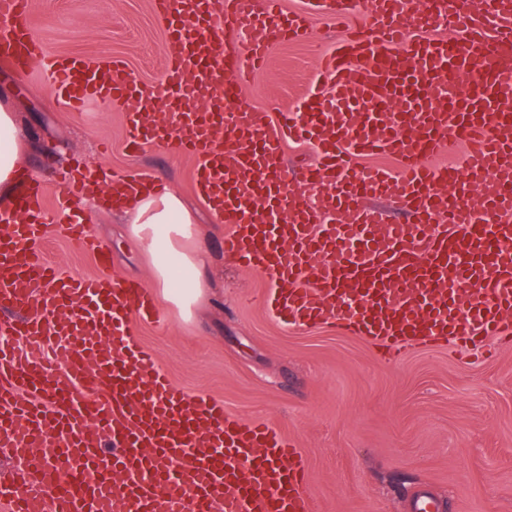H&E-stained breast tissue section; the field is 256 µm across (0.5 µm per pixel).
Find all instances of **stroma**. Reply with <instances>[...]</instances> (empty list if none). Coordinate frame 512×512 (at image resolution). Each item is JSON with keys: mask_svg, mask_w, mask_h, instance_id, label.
<instances>
[{"mask_svg": "<svg viewBox=\"0 0 512 512\" xmlns=\"http://www.w3.org/2000/svg\"><path fill=\"white\" fill-rule=\"evenodd\" d=\"M32 33L51 54L125 61L145 86L164 67L165 27L153 0H30ZM340 33L315 18L307 39L272 47L241 106L275 113L307 92L320 51ZM25 142L20 170L51 180L71 158L147 174L191 208L209 281L192 320L158 301L159 323L132 320L135 341L190 395L222 399L231 413L265 422L301 448L313 512H410L431 488L440 512H512V345L462 352L450 345L389 359L365 339L319 326L279 325L258 301L269 275L242 269L220 246L224 226L198 197L193 160L176 148L126 153L127 111L91 104L60 109L40 75L0 56V99ZM90 233L110 251L108 271L152 286L144 248L122 212L87 204ZM65 271L95 272L91 255L56 230L43 244Z\"/></svg>", "mask_w": 512, "mask_h": 512, "instance_id": "1", "label": "stroma"}]
</instances>
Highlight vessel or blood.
<instances>
[{
    "instance_id": "obj_1",
    "label": "vessel or blood",
    "mask_w": 512,
    "mask_h": 512,
    "mask_svg": "<svg viewBox=\"0 0 512 512\" xmlns=\"http://www.w3.org/2000/svg\"><path fill=\"white\" fill-rule=\"evenodd\" d=\"M156 4L165 67L150 88L122 60L46 53L29 0H0V54L37 69L70 109L127 107L128 152L170 143L193 157L225 255L270 275L281 324H330L393 357L512 343V0ZM318 16L347 35L298 110L239 108L271 46L304 38ZM230 22L250 33L245 49L223 45ZM161 97L179 111L173 125L144 118ZM289 142L312 144L318 161L288 171ZM453 145L463 160L437 163ZM375 155L399 171L359 165ZM57 184L65 230L99 272L43 257L48 188L22 177L0 219V452L12 461L0 512H311L306 460L286 436L188 394L132 338L131 319L156 321L157 305L142 283L104 275L107 251L77 208L90 197L123 208L145 179L78 164ZM62 458L77 489L61 483Z\"/></svg>"
}]
</instances>
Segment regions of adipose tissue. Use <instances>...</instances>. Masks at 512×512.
Segmentation results:
<instances>
[{
    "instance_id": "1",
    "label": "adipose tissue",
    "mask_w": 512,
    "mask_h": 512,
    "mask_svg": "<svg viewBox=\"0 0 512 512\" xmlns=\"http://www.w3.org/2000/svg\"><path fill=\"white\" fill-rule=\"evenodd\" d=\"M19 132L11 112L0 105V210L12 206L19 177ZM130 234L141 241L152 263L153 278L163 300L182 318H190L192 307L206 286V260L189 245L193 218L182 200L166 192L137 197L129 207Z\"/></svg>"
}]
</instances>
